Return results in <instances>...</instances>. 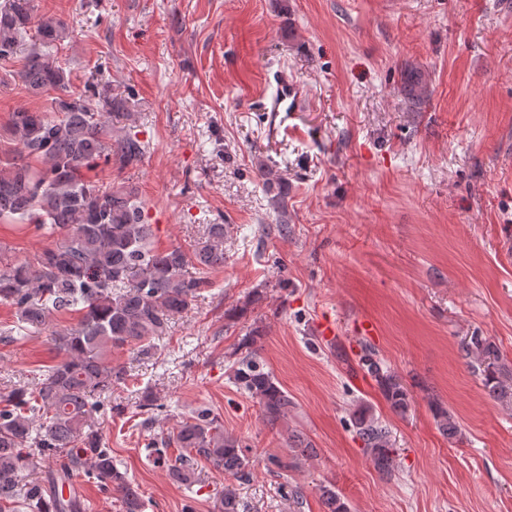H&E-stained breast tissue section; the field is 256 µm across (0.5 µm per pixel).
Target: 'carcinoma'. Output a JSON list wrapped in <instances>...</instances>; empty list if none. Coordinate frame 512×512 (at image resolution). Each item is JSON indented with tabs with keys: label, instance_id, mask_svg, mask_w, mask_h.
I'll list each match as a JSON object with an SVG mask.
<instances>
[{
	"label": "carcinoma",
	"instance_id": "1",
	"mask_svg": "<svg viewBox=\"0 0 512 512\" xmlns=\"http://www.w3.org/2000/svg\"><path fill=\"white\" fill-rule=\"evenodd\" d=\"M34 9V0H5L0 6V60L24 54L21 80L34 94L57 92L55 116L12 113L18 152L0 173V221L28 224L37 232L61 236V241L32 262L0 265V303L14 309L19 331L49 330L60 312L74 311L80 318L73 327L50 330L60 360L35 386L0 393V512H82L80 501L64 497L58 488L84 465L89 481L118 496L120 512H145L142 495L118 468L94 420L112 386L126 375L124 367L112 364V349L131 346L148 354L155 348L168 321L187 311L209 285L189 269L202 273L224 266L225 226L208 225L207 237L190 254L180 246L157 250L136 188L103 186L87 177L100 160L122 167L139 163L145 146L131 133L112 138L108 109L115 100L109 87L94 89L91 97L72 89L54 59L67 28L54 19L35 20ZM404 89L417 105L427 98L417 75L404 79ZM265 187L275 192L281 213H286L285 178L269 172ZM260 336L257 329L248 334L247 350L233 361L231 371L237 387L256 400L266 423L274 426L288 415L292 401L265 369L255 348ZM461 351L489 396L512 408V370L498 348L474 335ZM358 366L394 412L407 414V389L367 341L359 342ZM432 409L442 433L457 437L455 416L437 402ZM350 425L378 472L392 476L396 449L388 427L364 405L351 412ZM172 443L182 449L178 460L166 464L177 482H195L193 460L198 456L227 477L241 481L248 476L249 446L224 433L218 417L205 410L180 421ZM172 443L154 442L157 460L165 459V448ZM289 447L295 460L315 453L312 441L301 433L291 435ZM36 454L61 464L24 484V472L34 466ZM317 491L328 512H349L335 486L323 484ZM241 509L235 491L225 489L218 512Z\"/></svg>",
	"mask_w": 512,
	"mask_h": 512
}]
</instances>
